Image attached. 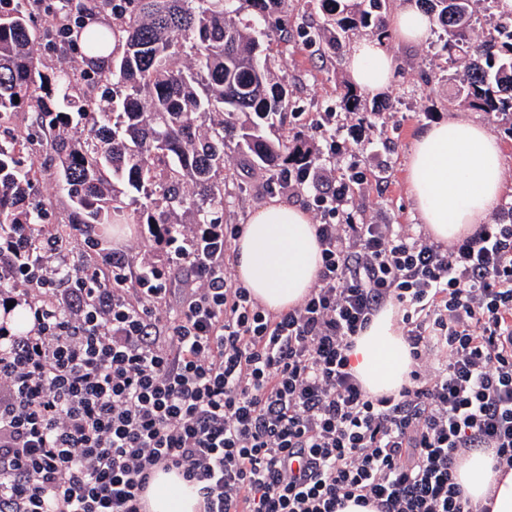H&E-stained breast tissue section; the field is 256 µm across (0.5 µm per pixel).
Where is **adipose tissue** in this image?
I'll list each match as a JSON object with an SVG mask.
<instances>
[{
  "instance_id": "1",
  "label": "adipose tissue",
  "mask_w": 512,
  "mask_h": 512,
  "mask_svg": "<svg viewBox=\"0 0 512 512\" xmlns=\"http://www.w3.org/2000/svg\"><path fill=\"white\" fill-rule=\"evenodd\" d=\"M434 27L419 0H400L390 22L396 40L419 45ZM351 84L369 94L386 91L398 66L384 40H356L346 56ZM504 155L487 127L461 118L437 121L417 134L410 153L407 183L422 224L437 241L469 235L474 225L491 223L506 191ZM236 279L272 312L301 303L321 266V247L308 211L278 198L252 209L234 242ZM353 367L372 392L398 389L409 371V355L388 306L357 342ZM491 455L472 452L456 471L472 502H489V512H512V470L492 468ZM148 512H198V488L177 472H158L146 494Z\"/></svg>"
}]
</instances>
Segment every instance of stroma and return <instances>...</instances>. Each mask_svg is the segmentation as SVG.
Masks as SVG:
<instances>
[{"label": "stroma", "mask_w": 512, "mask_h": 512, "mask_svg": "<svg viewBox=\"0 0 512 512\" xmlns=\"http://www.w3.org/2000/svg\"><path fill=\"white\" fill-rule=\"evenodd\" d=\"M312 21L308 5L299 0L290 12L291 38L274 48V70L293 92L294 113L288 125L292 133L310 130L317 113L340 111L341 93L349 82L344 52L324 56L316 46L299 38V31ZM387 46L398 59L399 69L386 92L367 98L368 104L378 107L384 127L365 129L360 141L347 143L367 173L356 196V207L364 218L381 224H414L418 217L407 188L406 162L418 130L448 116L465 117L495 133L500 127L491 116L453 103L455 86L451 76L456 67L442 51L438 36L414 47L395 40L388 41ZM437 66L443 71V80L425 86L424 71ZM265 184L261 170L253 168L245 157L234 156L225 174V223H245L253 208L272 199Z\"/></svg>", "instance_id": "stroma-1"}]
</instances>
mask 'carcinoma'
Instances as JSON below:
<instances>
[{"mask_svg": "<svg viewBox=\"0 0 512 512\" xmlns=\"http://www.w3.org/2000/svg\"><path fill=\"white\" fill-rule=\"evenodd\" d=\"M323 21L304 42L334 53L361 28L389 36L383 0H308ZM435 19L442 50L466 58L455 77L464 105L500 119L512 138V8L503 0H420ZM50 16L41 32L34 9ZM252 9L279 14L288 40V0H0V230L45 224L51 208L31 198L44 177L60 189L70 224H221L226 150L247 154L270 176L314 161L305 143L271 139L291 101L271 70ZM118 38L111 49L112 38ZM80 44L51 72L41 56ZM108 53L109 64L91 57ZM50 142L51 163L23 160Z\"/></svg>", "mask_w": 512, "mask_h": 512, "instance_id": "1", "label": "carcinoma"}]
</instances>
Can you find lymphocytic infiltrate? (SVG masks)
<instances>
[{
  "label": "lymphocytic infiltrate",
  "mask_w": 512,
  "mask_h": 512,
  "mask_svg": "<svg viewBox=\"0 0 512 512\" xmlns=\"http://www.w3.org/2000/svg\"><path fill=\"white\" fill-rule=\"evenodd\" d=\"M328 153L345 167L279 185L320 217L321 268L285 311L228 274L238 224L181 225L167 266L87 224L0 236V299L32 315L14 333L0 314V512H146L159 470L203 512H481L455 472L478 448L512 469V207L448 245L370 224L359 160ZM388 305L411 369L373 394L351 355Z\"/></svg>",
  "instance_id": "f902f5d3"
}]
</instances>
